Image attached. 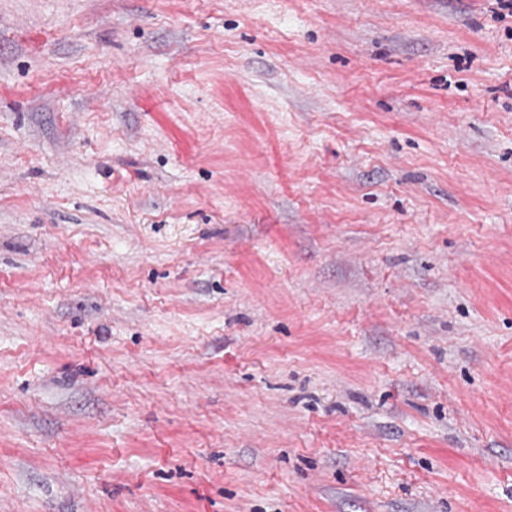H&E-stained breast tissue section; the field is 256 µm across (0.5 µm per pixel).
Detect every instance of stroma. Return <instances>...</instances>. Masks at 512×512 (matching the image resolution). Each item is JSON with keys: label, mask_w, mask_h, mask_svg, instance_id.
Listing matches in <instances>:
<instances>
[{"label": "stroma", "mask_w": 512, "mask_h": 512, "mask_svg": "<svg viewBox=\"0 0 512 512\" xmlns=\"http://www.w3.org/2000/svg\"><path fill=\"white\" fill-rule=\"evenodd\" d=\"M0 512H512V11L0 0Z\"/></svg>", "instance_id": "obj_1"}]
</instances>
